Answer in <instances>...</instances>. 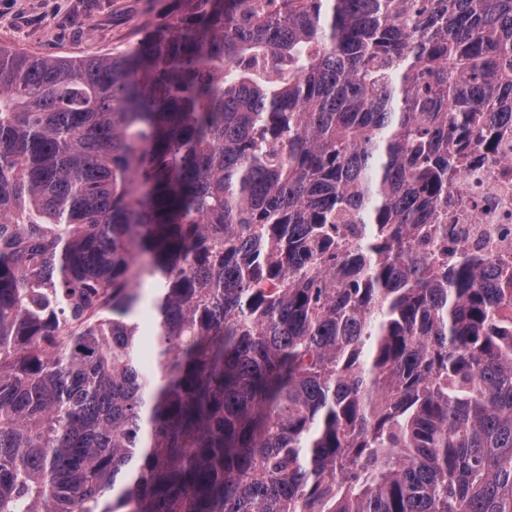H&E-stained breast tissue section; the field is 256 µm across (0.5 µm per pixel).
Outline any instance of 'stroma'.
Masks as SVG:
<instances>
[{
    "instance_id": "stroma-1",
    "label": "stroma",
    "mask_w": 512,
    "mask_h": 512,
    "mask_svg": "<svg viewBox=\"0 0 512 512\" xmlns=\"http://www.w3.org/2000/svg\"><path fill=\"white\" fill-rule=\"evenodd\" d=\"M182 14L180 0H0V47L72 58L124 52Z\"/></svg>"
}]
</instances>
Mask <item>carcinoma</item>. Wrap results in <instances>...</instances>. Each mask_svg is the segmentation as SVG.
<instances>
[{"mask_svg":"<svg viewBox=\"0 0 512 512\" xmlns=\"http://www.w3.org/2000/svg\"><path fill=\"white\" fill-rule=\"evenodd\" d=\"M182 4L0 49V512H512V0ZM495 151L468 146L460 175L448 182V224L471 251L512 257V123Z\"/></svg>","mask_w":512,"mask_h":512,"instance_id":"carcinoma-1","label":"carcinoma"}]
</instances>
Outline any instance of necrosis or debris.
I'll return each mask as SVG.
<instances>
[{
	"mask_svg": "<svg viewBox=\"0 0 512 512\" xmlns=\"http://www.w3.org/2000/svg\"><path fill=\"white\" fill-rule=\"evenodd\" d=\"M448 221L472 251L512 257V123L501 126L495 151L467 148L448 182Z\"/></svg>",
	"mask_w": 512,
	"mask_h": 512,
	"instance_id": "obj_1",
	"label": "necrosis or debris"
}]
</instances>
